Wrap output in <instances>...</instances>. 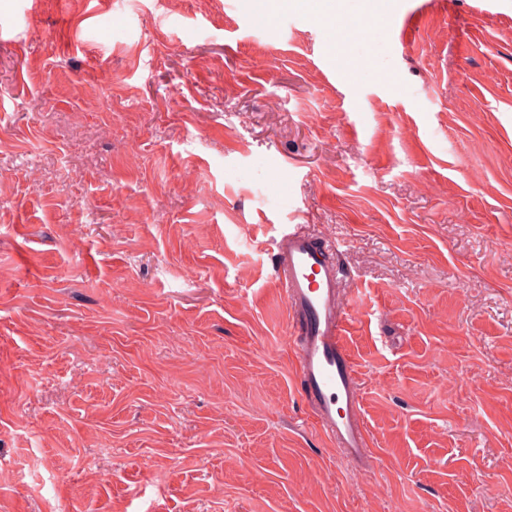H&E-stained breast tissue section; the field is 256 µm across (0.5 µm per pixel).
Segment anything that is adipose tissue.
I'll use <instances>...</instances> for the list:
<instances>
[{"mask_svg": "<svg viewBox=\"0 0 512 512\" xmlns=\"http://www.w3.org/2000/svg\"><path fill=\"white\" fill-rule=\"evenodd\" d=\"M268 15L300 11L311 20L325 24L330 32V47L343 63L347 75H354L350 43L358 30L361 17L382 20L389 4L387 0H264Z\"/></svg>", "mask_w": 512, "mask_h": 512, "instance_id": "obj_1", "label": "adipose tissue"}]
</instances>
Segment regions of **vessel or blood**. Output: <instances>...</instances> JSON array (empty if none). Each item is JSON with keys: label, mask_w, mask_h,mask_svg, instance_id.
I'll return each mask as SVG.
<instances>
[{"label": "vessel or blood", "mask_w": 512, "mask_h": 512, "mask_svg": "<svg viewBox=\"0 0 512 512\" xmlns=\"http://www.w3.org/2000/svg\"><path fill=\"white\" fill-rule=\"evenodd\" d=\"M276 278L293 331V351L302 390L316 424L354 467H371L357 369L346 344L344 273L333 250L312 234L285 232L277 243Z\"/></svg>", "instance_id": "1"}]
</instances>
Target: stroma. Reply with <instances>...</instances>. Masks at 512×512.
<instances>
[{
	"mask_svg": "<svg viewBox=\"0 0 512 512\" xmlns=\"http://www.w3.org/2000/svg\"><path fill=\"white\" fill-rule=\"evenodd\" d=\"M96 2L0 0V512H512V0H395L353 79L260 0ZM293 228L363 299L369 470ZM276 278L291 317L287 342L316 424L341 456L359 470L372 465L357 369L346 344L344 273L334 250L312 234L285 232L277 242Z\"/></svg>",
	"mask_w": 512,
	"mask_h": 512,
	"instance_id": "35a3bbf8",
	"label": "stroma"
}]
</instances>
